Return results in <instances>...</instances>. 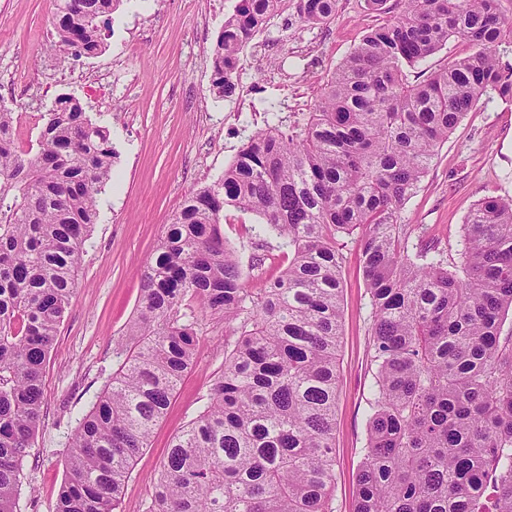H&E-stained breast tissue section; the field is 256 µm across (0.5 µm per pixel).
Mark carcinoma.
<instances>
[{
    "instance_id": "obj_1",
    "label": "carcinoma",
    "mask_w": 512,
    "mask_h": 512,
    "mask_svg": "<svg viewBox=\"0 0 512 512\" xmlns=\"http://www.w3.org/2000/svg\"><path fill=\"white\" fill-rule=\"evenodd\" d=\"M284 0H240L213 49V86ZM498 0H404L333 71L314 111L253 131L224 174L187 196L141 274L119 368L67 437L52 512H117L136 459L224 318V368L172 438L145 512H332L342 249L359 243L369 295L367 442L354 512H512V199L487 197L456 254L424 243L402 210L466 113L512 102V22ZM114 0H57L61 61L104 49ZM337 0H297L323 25ZM466 40L471 53L413 69ZM0 108V512H17L44 417L43 376L100 195L114 179L108 127L60 94L38 151ZM255 216L250 244L288 261L274 279L224 237V211ZM261 288L249 287L252 280Z\"/></svg>"
}]
</instances>
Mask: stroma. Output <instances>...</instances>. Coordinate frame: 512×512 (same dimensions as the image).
Returning a JSON list of instances; mask_svg holds the SVG:
<instances>
[{
	"label": "stroma",
	"mask_w": 512,
	"mask_h": 512,
	"mask_svg": "<svg viewBox=\"0 0 512 512\" xmlns=\"http://www.w3.org/2000/svg\"><path fill=\"white\" fill-rule=\"evenodd\" d=\"M239 0H122L104 51L60 64L50 51L56 0H0V107L45 113L63 93L111 130L119 187L101 196L78 276L44 377V419L24 465L20 512H51L67 468L66 438L118 366L115 342L141 296V272L185 197L213 183L245 142L244 123L266 124L261 100L289 117L311 111L331 72L363 35L397 16L403 0L370 10L338 0L328 24L303 26L294 0L250 42L232 93L212 90L211 49ZM486 197H512V102L469 112L449 135L403 219L428 227V245L456 248L461 226ZM340 388L333 512H353L373 390L370 308L360 248L343 250ZM224 365V323L206 320L197 360L165 419L137 458L120 512H144L151 477L172 436L198 413Z\"/></svg>",
	"instance_id": "stroma-1"
}]
</instances>
